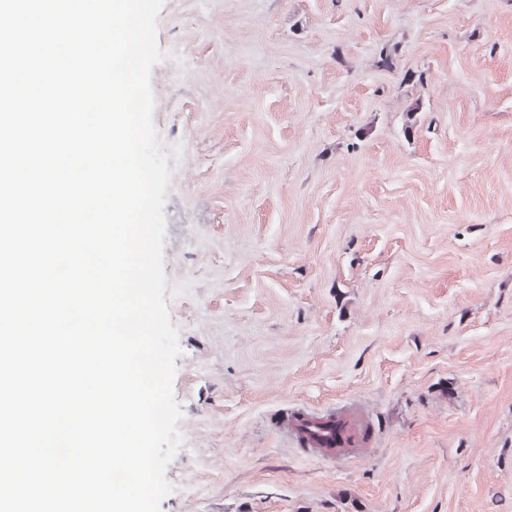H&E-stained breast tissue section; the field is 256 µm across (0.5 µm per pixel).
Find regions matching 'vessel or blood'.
<instances>
[{
    "label": "vessel or blood",
    "mask_w": 512,
    "mask_h": 512,
    "mask_svg": "<svg viewBox=\"0 0 512 512\" xmlns=\"http://www.w3.org/2000/svg\"><path fill=\"white\" fill-rule=\"evenodd\" d=\"M288 434L309 448L322 461L354 456L369 436V422L356 406H341L323 412L297 410L285 424Z\"/></svg>",
    "instance_id": "obj_1"
}]
</instances>
